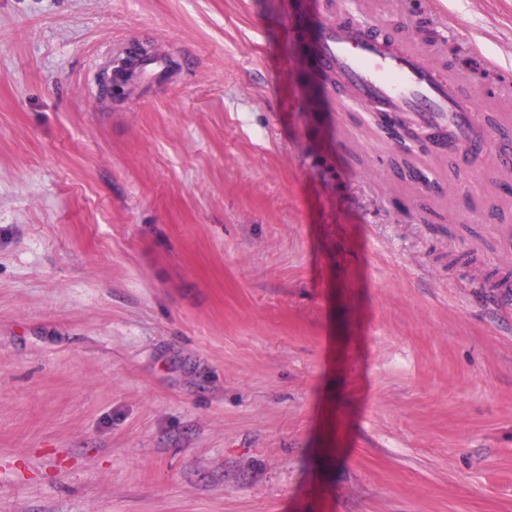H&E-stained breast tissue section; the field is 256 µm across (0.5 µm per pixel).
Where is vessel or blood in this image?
I'll return each mask as SVG.
<instances>
[{
  "instance_id": "b4317fda",
  "label": "vessel or blood",
  "mask_w": 512,
  "mask_h": 512,
  "mask_svg": "<svg viewBox=\"0 0 512 512\" xmlns=\"http://www.w3.org/2000/svg\"><path fill=\"white\" fill-rule=\"evenodd\" d=\"M322 9V0H309L306 15L288 21L291 42L310 36L309 59L317 71L334 70L363 105L402 113L435 136H452L460 155L449 160V167L463 163L478 175L512 171V141L476 120L483 88L451 78L439 46H416L393 29L387 13L368 27L344 18L307 29V15Z\"/></svg>"
}]
</instances>
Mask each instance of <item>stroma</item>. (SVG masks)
<instances>
[{
  "label": "stroma",
  "mask_w": 512,
  "mask_h": 512,
  "mask_svg": "<svg viewBox=\"0 0 512 512\" xmlns=\"http://www.w3.org/2000/svg\"><path fill=\"white\" fill-rule=\"evenodd\" d=\"M297 3L0 0V512H512V299L443 262L498 217L420 211ZM438 8L512 71V0ZM307 11L305 15H297L288 20V37L291 45H295L306 33V16L311 14L316 17L322 12L323 2L321 0H307Z\"/></svg>",
  "instance_id": "obj_1"
}]
</instances>
